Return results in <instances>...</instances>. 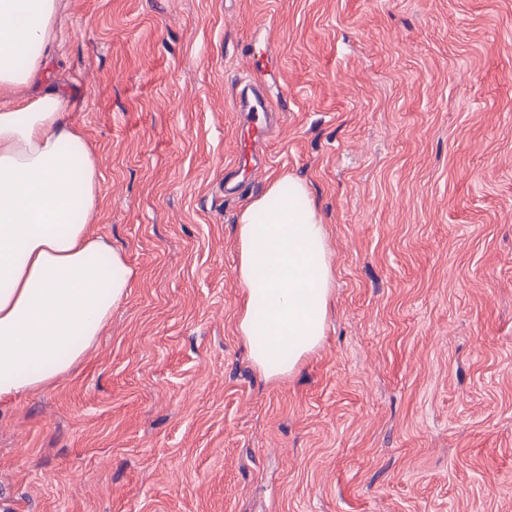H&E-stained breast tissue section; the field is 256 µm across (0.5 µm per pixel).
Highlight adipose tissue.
<instances>
[{"instance_id": "obj_1", "label": "adipose tissue", "mask_w": 512, "mask_h": 512, "mask_svg": "<svg viewBox=\"0 0 512 512\" xmlns=\"http://www.w3.org/2000/svg\"><path fill=\"white\" fill-rule=\"evenodd\" d=\"M59 0H0V400L49 388L83 360L132 270L91 228L101 174L85 130L38 78ZM240 335L269 377L323 336L334 268L302 181L275 178L237 217Z\"/></svg>"}]
</instances>
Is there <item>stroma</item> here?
I'll use <instances>...</instances> for the list:
<instances>
[{
    "instance_id": "stroma-1",
    "label": "stroma",
    "mask_w": 512,
    "mask_h": 512,
    "mask_svg": "<svg viewBox=\"0 0 512 512\" xmlns=\"http://www.w3.org/2000/svg\"><path fill=\"white\" fill-rule=\"evenodd\" d=\"M41 75L133 270L94 349L0 403V512H512V0H61ZM256 82L285 123L224 196ZM304 181L334 293L268 378L235 217Z\"/></svg>"
}]
</instances>
